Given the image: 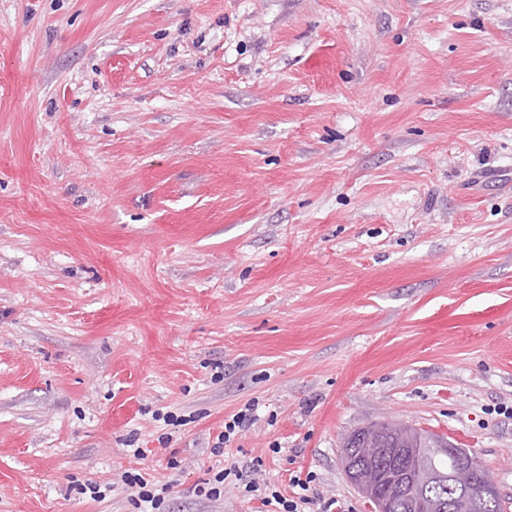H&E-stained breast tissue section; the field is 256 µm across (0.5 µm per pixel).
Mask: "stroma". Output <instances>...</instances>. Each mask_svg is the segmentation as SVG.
I'll list each match as a JSON object with an SVG mask.
<instances>
[{
    "label": "stroma",
    "instance_id": "1",
    "mask_svg": "<svg viewBox=\"0 0 512 512\" xmlns=\"http://www.w3.org/2000/svg\"><path fill=\"white\" fill-rule=\"evenodd\" d=\"M375 421L512 512V0H0V512H370ZM255 409L254 401H248L244 404V409L239 410L236 414L231 416V419L224 421V431L217 436V441L212 446V453L218 455L223 454L224 445L231 441V435L235 434L236 429L243 430L255 420L253 415ZM421 449V461L422 463L429 469L436 470L442 475H448L447 481L437 483L434 485L429 491L432 495L438 496L444 500H447L448 506V483H452L454 485V489L460 490V493L470 495L474 500V506L478 509V511H483L486 507L485 497L491 498V496H495L497 498V488L493 482H491L486 477H481L476 468H474L473 463L476 467L482 468L486 474L489 473L482 466L480 461L478 460L476 454L474 452L469 453L472 456V461L470 460V455L468 451L464 448H457L453 443L448 444V448H444L448 450V455L453 457L456 461V469L459 473H469L471 476L469 477L467 482L459 483L456 479L458 478L460 481H465L467 478V474L456 475V473H448V470L454 467V464L451 460L448 459L446 454L435 453L429 450V447H420ZM478 487V494H474V488ZM490 508L483 512H499L497 511L499 508V503L496 501L494 504H489ZM351 458L344 457V470L350 483L360 492L363 496L370 498L374 501L373 512H389V500L382 497L378 490L373 486L366 484L360 473V470L351 466ZM247 477L238 464L231 463L229 466L214 472L211 478L203 481L200 485H196L194 492L198 497L209 500L218 499L224 492V483L235 482L239 487H242L245 496L261 500L262 505L266 507L273 506L278 509L267 510L268 512H305V505L312 502L311 497L305 493L309 491L312 482V477L309 475L305 480L297 475L290 477L289 482L292 489L299 488L302 491L301 493L293 491L294 496L291 498H286L279 490L271 488L270 483H260L255 478L248 479ZM121 479L125 485L134 489L131 504L136 512H163L170 484L149 483L141 474L129 471H125Z\"/></svg>",
    "mask_w": 512,
    "mask_h": 512
}]
</instances>
